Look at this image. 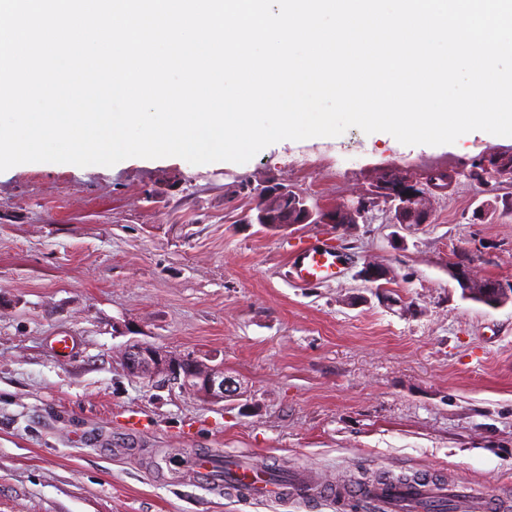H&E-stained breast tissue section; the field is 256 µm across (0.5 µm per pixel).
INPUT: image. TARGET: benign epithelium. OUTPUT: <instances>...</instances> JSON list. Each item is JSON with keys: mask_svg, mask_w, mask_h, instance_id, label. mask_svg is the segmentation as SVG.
Instances as JSON below:
<instances>
[{"mask_svg": "<svg viewBox=\"0 0 512 512\" xmlns=\"http://www.w3.org/2000/svg\"><path fill=\"white\" fill-rule=\"evenodd\" d=\"M376 185L380 186L376 198L367 195L334 208L318 202L313 206L324 219L339 210H351L363 216L372 207L382 204L395 215L421 211L423 216L420 223L430 222V213L424 206L422 178L411 177L388 182L381 176ZM481 299L488 307H503L512 301V289L502 282L496 286L494 293L484 292ZM124 360L131 374L149 379L165 376L178 383L184 390L208 402H222L225 398L236 396L240 392V387L234 379L224 374V367L207 366L191 356L172 357L154 346L136 343L126 348Z\"/></svg>", "mask_w": 512, "mask_h": 512, "instance_id": "obj_1", "label": "benign epithelium"}]
</instances>
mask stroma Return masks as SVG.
Here are the masks:
<instances>
[{
    "label": "stroma",
    "instance_id": "1",
    "mask_svg": "<svg viewBox=\"0 0 512 512\" xmlns=\"http://www.w3.org/2000/svg\"><path fill=\"white\" fill-rule=\"evenodd\" d=\"M512 154V137L399 145L350 128L277 142L250 161L129 158L0 172V512H337L204 489L160 454L249 453L334 483L416 473L512 505V303L463 296L448 273L512 282V184L459 179L428 224L383 206L355 224L271 232L256 189L335 206L381 172L454 170ZM340 250L337 279L304 286L291 251ZM367 265L389 277L369 283ZM73 336L59 360L51 336ZM134 342L223 366L241 394L211 403L129 374Z\"/></svg>",
    "mask_w": 512,
    "mask_h": 512
}]
</instances>
